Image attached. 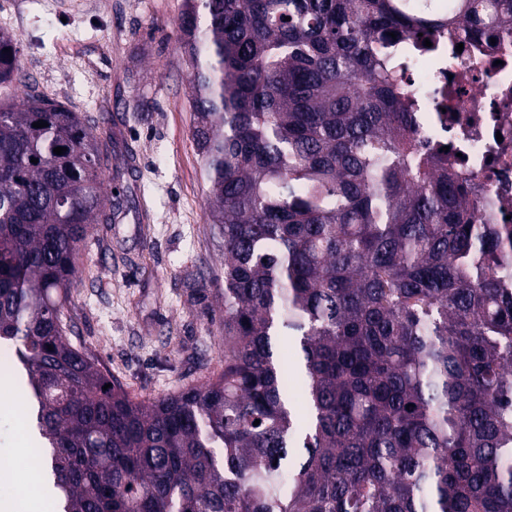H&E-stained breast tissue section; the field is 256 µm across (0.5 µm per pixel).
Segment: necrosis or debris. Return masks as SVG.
I'll return each instance as SVG.
<instances>
[{
    "label": "necrosis or debris",
    "mask_w": 512,
    "mask_h": 512,
    "mask_svg": "<svg viewBox=\"0 0 512 512\" xmlns=\"http://www.w3.org/2000/svg\"><path fill=\"white\" fill-rule=\"evenodd\" d=\"M457 41L452 32L439 40L434 63L421 74L409 70V85L448 95L449 114L424 106L422 136L447 145L449 168L477 185L483 223L502 224L512 216V36Z\"/></svg>",
    "instance_id": "obj_1"
}]
</instances>
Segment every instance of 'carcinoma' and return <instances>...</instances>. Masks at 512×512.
<instances>
[{
  "label": "carcinoma",
  "mask_w": 512,
  "mask_h": 512,
  "mask_svg": "<svg viewBox=\"0 0 512 512\" xmlns=\"http://www.w3.org/2000/svg\"><path fill=\"white\" fill-rule=\"evenodd\" d=\"M453 24L497 39L512 0H184L224 372L153 401L63 324L88 228L129 205L102 193L107 144L38 94L0 100V344L56 512H512V231L478 223L397 62ZM20 78L0 30V84Z\"/></svg>",
  "instance_id": "carcinoma-1"
}]
</instances>
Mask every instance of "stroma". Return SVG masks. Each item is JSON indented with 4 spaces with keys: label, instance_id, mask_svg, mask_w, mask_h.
<instances>
[{
    "label": "stroma",
    "instance_id": "35a3bbf8",
    "mask_svg": "<svg viewBox=\"0 0 512 512\" xmlns=\"http://www.w3.org/2000/svg\"><path fill=\"white\" fill-rule=\"evenodd\" d=\"M183 0H0V30L19 49L15 103L37 92L82 113L112 155L103 190L129 209L89 229L65 311L67 336L138 400L219 374L224 322L194 302L224 292V242L206 215L191 137L187 73L178 53ZM22 367L0 349V468L22 446L10 391Z\"/></svg>",
    "mask_w": 512,
    "mask_h": 512
}]
</instances>
